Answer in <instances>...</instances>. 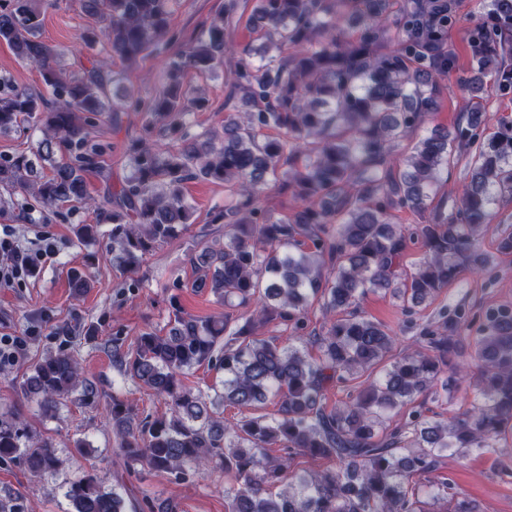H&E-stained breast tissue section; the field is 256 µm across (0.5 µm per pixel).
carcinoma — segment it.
I'll return each instance as SVG.
<instances>
[{
    "label": "carcinoma",
    "mask_w": 512,
    "mask_h": 512,
    "mask_svg": "<svg viewBox=\"0 0 512 512\" xmlns=\"http://www.w3.org/2000/svg\"><path fill=\"white\" fill-rule=\"evenodd\" d=\"M178 0H83L96 23L75 48L89 54L100 44L120 59L166 58L159 86L146 99L132 92L112 102L114 75L96 66L70 73L64 51L41 37L35 0H0V42L36 66L45 91L19 90L0 77V134L26 120L43 133L36 150L0 156V187L38 203L43 218L65 203L91 201L85 174L104 152L89 143L88 128L105 117L117 125L123 112L144 114L143 135L126 152L130 173L120 188L95 203L99 221L112 224V261L136 272L145 254L176 236L191 204L184 184L206 179L224 184V244L203 247L189 261L202 263L193 287L236 299L249 315L198 319L173 312L165 335L144 332L130 345L112 339V356L124 372L167 404L161 414L138 415L117 396L103 416L119 439L128 472L148 470L184 479L210 466L232 475L224 484V512H473L448 498V485L412 478L436 470L448 452L505 455L512 437V308H490L475 336L466 310L443 316L444 334L427 330L420 347L384 365L395 336L388 326L348 315L333 318L314 337L318 356L301 348L310 298L321 296L327 314L347 311L369 291L394 288L422 307L454 285L465 268L488 264L477 242L494 220L500 198L512 195V125L486 132L490 116L466 113L451 130L435 127L406 154L400 141L424 128L441 106L440 81L456 68L448 32L459 21V0H253L247 24L261 39L259 60L245 51L233 71L241 110L224 115L222 130L195 133L186 115L201 107L197 89L185 85L194 70L210 74L233 54L224 20L238 0L193 39L181 44L171 26ZM470 30V70L461 84L473 99L484 94L482 76L493 73L512 92V67L503 60L500 35L512 31V0H484ZM177 144L150 143L155 129ZM262 130L277 135L258 141ZM471 154V177L451 213L434 206L441 173L452 157ZM52 162L41 178L36 165ZM281 187L300 200L285 220L269 221L260 206L265 189ZM403 208L420 224L390 222ZM418 247L414 268L402 264ZM293 324L288 343L253 335L258 321ZM471 341L478 376L471 407L448 422L424 414L415 401L436 385L458 345ZM209 363L224 371L226 406L277 400L278 416L228 422L184 371ZM367 376L348 404L328 407L334 382ZM43 412L78 392L98 403L96 388L81 376L75 355H47L20 384ZM405 422L384 427L394 411ZM279 447L285 455L274 457ZM328 459L315 472L292 468L293 455ZM19 460L32 474L63 466L52 440L30 432L20 418L0 422V462ZM73 512H126L117 488L88 472L66 487ZM169 499L148 494L138 512H178Z\"/></svg>",
    "instance_id": "1"
}]
</instances>
